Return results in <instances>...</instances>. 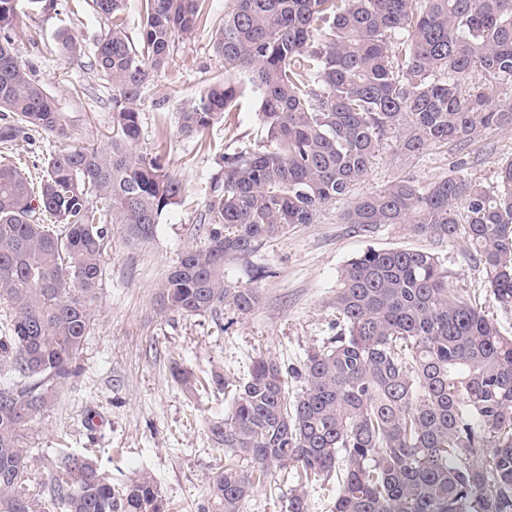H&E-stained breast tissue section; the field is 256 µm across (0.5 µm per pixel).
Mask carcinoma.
Instances as JSON below:
<instances>
[{"mask_svg": "<svg viewBox=\"0 0 512 512\" xmlns=\"http://www.w3.org/2000/svg\"><path fill=\"white\" fill-rule=\"evenodd\" d=\"M127 2H88L110 23L90 59L112 83L108 149L58 148L37 188L0 159V512H46L23 488L35 457L22 427L74 372L110 225L146 242L182 194L161 152L137 150L138 104L176 36L207 20V0H139L136 43ZM15 18V0H0V144L35 133L63 144L70 133L53 99L11 48ZM57 41L83 54L66 31ZM213 50L224 81L180 108V132L204 133L255 93L264 138L223 154L205 204L207 242L160 285L163 307L185 316L251 311L255 293L228 287L224 263L313 223L368 173L388 134L416 155L512 126V102L486 87L512 82V0H231ZM476 76L483 82L466 87ZM345 220L366 233L409 224L415 235L464 234L489 296L512 308V158L491 189L462 175L405 178L355 201ZM333 304L344 328L326 346L298 367L260 357L235 386L213 427L230 455L211 477V512H241L272 466L309 479L338 463L334 512H512V336L449 288L448 269L426 250L351 259ZM290 378L303 383L293 398ZM50 485L63 512H168L151 475L116 486L79 453H62Z\"/></svg>", "mask_w": 512, "mask_h": 512, "instance_id": "cac0c4a2", "label": "carcinoma"}]
</instances>
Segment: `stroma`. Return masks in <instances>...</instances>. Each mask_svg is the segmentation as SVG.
I'll use <instances>...</instances> for the list:
<instances>
[{
	"mask_svg": "<svg viewBox=\"0 0 512 512\" xmlns=\"http://www.w3.org/2000/svg\"><path fill=\"white\" fill-rule=\"evenodd\" d=\"M229 3L209 0V24L177 36L168 66L141 101V146L161 147L183 194L162 212L148 242L130 244L120 225H113L91 332L77 356L80 371L67 380L54 405L23 429L25 443L37 457L30 490L39 489L60 449L70 448L87 453L116 485L134 473L149 472L165 493L169 512H206L210 479L225 460L211 428L231 408L230 393L213 384V376L246 378L260 356L297 366L308 351L322 348L339 329L332 301L340 272L370 247L435 253L448 269L449 287L489 307L502 332L512 334V309L492 305L485 274L460 241L417 236L407 227L388 224L364 235L343 220L353 199L402 178L428 183L455 171L492 186L501 163L512 157V126L486 130L464 148L430 146L416 156L397 151L398 133L387 135L349 196L327 204L314 223L290 228L225 265L229 287L256 293L257 304L249 313L229 306L196 317L161 311L158 285L186 250L203 245L208 236L202 214L221 156L242 138L261 136L254 95L237 101L198 137H185L178 127L179 105L199 98L203 78H224L212 42L214 23ZM15 4V55L54 99L72 143L107 148L112 86L90 69L88 58L108 29L106 19L77 7L75 0H55L50 11L29 0ZM61 29L81 43L83 56L61 55L55 39ZM54 149L52 138L42 134L14 142L7 153L36 177ZM175 361L195 373V391L174 382L170 366ZM299 488L310 512H332L338 493L335 475L304 482L295 472L275 467L242 510L287 512L288 499Z\"/></svg>",
	"mask_w": 512,
	"mask_h": 512,
	"instance_id": "obj_1",
	"label": "stroma"
}]
</instances>
